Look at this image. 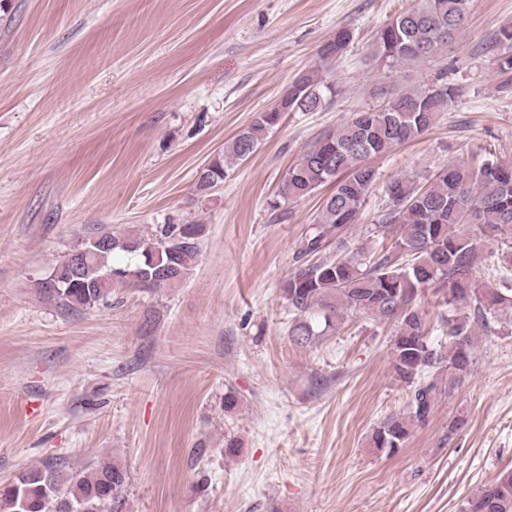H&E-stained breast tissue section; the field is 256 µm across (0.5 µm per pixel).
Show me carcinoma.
<instances>
[{
    "mask_svg": "<svg viewBox=\"0 0 512 512\" xmlns=\"http://www.w3.org/2000/svg\"><path fill=\"white\" fill-rule=\"evenodd\" d=\"M468 0H416L379 32L377 54L386 66L432 57L465 21ZM350 33L340 30L321 50L335 58ZM495 41L503 52L498 70L512 73V27L499 30ZM291 112H314L336 96L335 86L313 72L302 75L284 92ZM458 95L457 87L436 83L395 95L380 109L356 112L340 128L319 135L288 169L280 200L311 195L333 183L315 224L300 251L318 252L338 235L333 259L298 266L283 281L282 297L297 315L289 331L298 344H314L351 314H368L394 323L393 370L410 388L409 411L392 415L374 431L375 448L396 454L412 430L426 423L443 392L442 379L453 384L469 373L476 327L492 330L504 311L512 313V286L506 278L486 275L489 265L483 244L458 230L475 224L489 241L512 231V159L485 160L478 165L451 163L419 181L409 175L383 186L387 207L375 225L381 240L373 249L350 250L348 229L359 222L362 208L377 179L371 159L411 142L428 131L440 112ZM281 120L279 112H262L236 135L223 153L198 173L195 189L204 197L224 181L231 164L250 157ZM201 224H164L152 237L89 232L104 245L79 263L70 257L53 266L39 283L41 291L65 308H91L105 301L117 286L164 288L180 282L199 254ZM119 252L135 256L133 265L116 266ZM426 288L444 294L454 313L444 319L448 345L427 340V327L417 299ZM437 378L424 381L421 374ZM129 475L118 462L74 470L61 463L32 467L0 485V512H48L58 501L72 512H129ZM462 512H512V470L501 473L468 498Z\"/></svg>",
    "mask_w": 512,
    "mask_h": 512,
    "instance_id": "obj_1",
    "label": "carcinoma"
}]
</instances>
